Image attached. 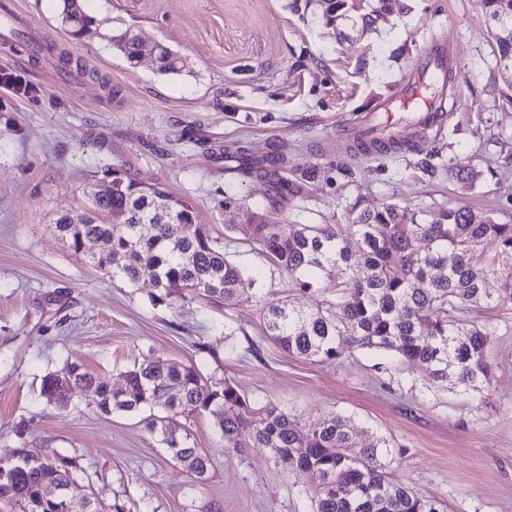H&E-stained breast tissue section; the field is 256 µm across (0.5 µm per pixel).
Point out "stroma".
<instances>
[{
  "mask_svg": "<svg viewBox=\"0 0 512 512\" xmlns=\"http://www.w3.org/2000/svg\"><path fill=\"white\" fill-rule=\"evenodd\" d=\"M328 21L320 0H86L96 26L72 37L60 0H15V31L41 51L0 43V70L31 95L0 89V458L50 448L82 472L71 497L102 512H313L317 476L269 449L226 450L210 414L192 426L212 467L198 479L146 432L139 416H101L91 391L67 409L39 397L42 379L72 361L121 385L145 359L193 362L257 402L303 423L338 414L360 441L386 440L387 470L447 512H512V305L473 309L489 323L491 381L478 394L435 383L423 365L354 349L332 363L283 351L264 333L259 299L225 306L203 298L152 305L150 278L129 285L90 265L55 232L60 215L86 211L106 167L162 186L194 208L230 260L285 276L256 253L245 229L278 207L284 222L343 224L395 202L438 211L457 204L512 224V67L498 63L483 0H397L365 24L368 0ZM132 29L184 61L160 73L132 63L110 39ZM452 47L453 78L438 126L409 148L357 153L350 128L375 116L425 67L431 46ZM253 146L257 166L283 157L282 176L311 170L302 193L275 202L271 179L241 180L217 151ZM475 169L461 190L452 168ZM237 198L232 213L220 207ZM238 229L225 235L226 220ZM206 343L210 352H198Z\"/></svg>",
  "mask_w": 512,
  "mask_h": 512,
  "instance_id": "stroma-1",
  "label": "stroma"
}]
</instances>
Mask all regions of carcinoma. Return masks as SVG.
<instances>
[{
  "label": "carcinoma",
  "mask_w": 512,
  "mask_h": 512,
  "mask_svg": "<svg viewBox=\"0 0 512 512\" xmlns=\"http://www.w3.org/2000/svg\"><path fill=\"white\" fill-rule=\"evenodd\" d=\"M485 7L488 26L497 30L499 60L512 65V0H485ZM62 14L67 24L81 18L82 27L69 28L73 36L94 23L78 0H63ZM112 41L128 60H138L141 44L133 31ZM156 63L161 73L177 72L166 47L156 51ZM405 146L407 141L393 134L385 141L358 142L365 153ZM224 158L238 162L246 177L262 176L249 145L225 143ZM110 171L122 188L93 199L94 216L63 214L56 221L55 231L75 252L128 284L151 274L158 286L151 297L155 305L173 297L199 296L214 303L251 297L255 281L227 258L206 225L196 223L192 207L156 184L143 188L120 168ZM159 205L166 210L164 223H146ZM247 232L254 250L276 263L293 288L311 291L321 278L336 288V298L311 312L275 297L272 290L264 293L266 332L284 351L333 362L354 348L375 350L427 366L437 382L448 380L451 372L469 392L479 393L489 383L490 325L466 316L482 305L512 300V224L468 206L442 208L429 222L424 210L410 212L386 203L346 224H285L262 214ZM352 237L361 241L355 252L348 245ZM487 239L499 248L491 257L480 250ZM90 241L97 245L93 253L83 249ZM359 269L363 275L354 276ZM493 274L504 281L502 299L485 288ZM123 375L117 388L67 361L44 376L39 396L63 408L74 389L92 388L101 414H143L147 431L198 478L208 474L211 460L196 447L190 420L208 412L216 418L225 448H268L274 457L316 473L314 512H444L442 503L416 493L386 470L384 439L358 443L340 415L303 425L274 402H252L230 382L205 380L194 363L144 360ZM77 477L70 457L49 448L22 450L0 459V503L18 512H100L92 498L68 496ZM48 486L58 495L48 496Z\"/></svg>",
  "instance_id": "1"
}]
</instances>
